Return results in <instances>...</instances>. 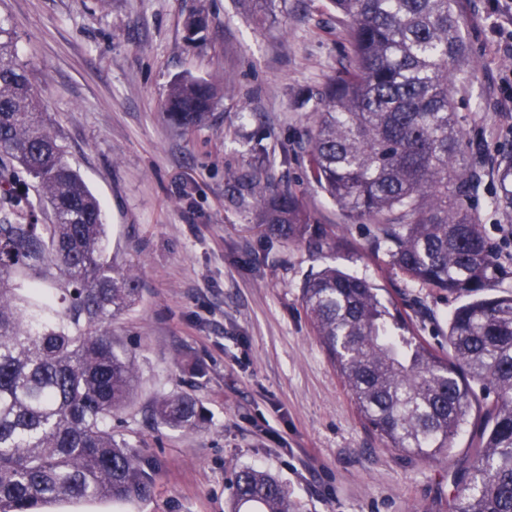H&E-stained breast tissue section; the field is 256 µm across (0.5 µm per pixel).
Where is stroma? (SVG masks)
Returning a JSON list of instances; mask_svg holds the SVG:
<instances>
[{"mask_svg": "<svg viewBox=\"0 0 512 512\" xmlns=\"http://www.w3.org/2000/svg\"><path fill=\"white\" fill-rule=\"evenodd\" d=\"M467 47L452 95L475 212L499 271L487 292L512 286V207L494 206L501 158L512 154V56L493 33L490 0H455ZM200 16L205 26L190 34ZM0 21L60 135L97 196L115 263L141 295L109 325L132 356L131 405L112 433L155 475L139 504L63 501L46 512H231L237 472L279 480L298 512H448L462 451L428 461L385 447L360 417L315 336L304 282L333 266L368 279L412 333L448 352L458 297L410 281L307 180L320 93L350 56L329 0H276L257 19L243 0H0ZM181 76L211 81L214 107L183 132L163 104ZM294 191L315 223L336 228L320 251L260 226L257 195ZM186 392L206 413L196 430L154 425L163 396Z\"/></svg>", "mask_w": 512, "mask_h": 512, "instance_id": "35a3bbf8", "label": "stroma"}]
</instances>
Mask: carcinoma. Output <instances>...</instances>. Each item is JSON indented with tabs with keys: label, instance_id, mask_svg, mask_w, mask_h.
Instances as JSON below:
<instances>
[{
	"label": "carcinoma",
	"instance_id": "cac0c4a2",
	"mask_svg": "<svg viewBox=\"0 0 512 512\" xmlns=\"http://www.w3.org/2000/svg\"><path fill=\"white\" fill-rule=\"evenodd\" d=\"M348 29V65L322 93L308 168L311 180L352 220H367L390 263L410 280L471 301L448 322V357L407 335L402 316L364 278L325 267L302 287L315 336L358 411L388 448L449 458L477 394L482 444L455 477L448 512H512V291L487 297L495 253L460 202L471 180L452 98L465 55L452 0H329ZM204 79L175 80L163 105L186 132L214 104ZM52 129L0 21V512H43L58 501L149 500L154 478L112 436L136 373L105 324L129 310L139 280L109 254L100 205ZM25 172L32 183L18 179ZM512 205V159L494 204ZM266 231L308 240L312 228L291 191L260 200ZM50 209L53 222L38 223ZM156 423L197 429L198 401L166 396ZM234 512H295L274 477L241 470Z\"/></svg>",
	"mask_w": 512,
	"mask_h": 512
}]
</instances>
